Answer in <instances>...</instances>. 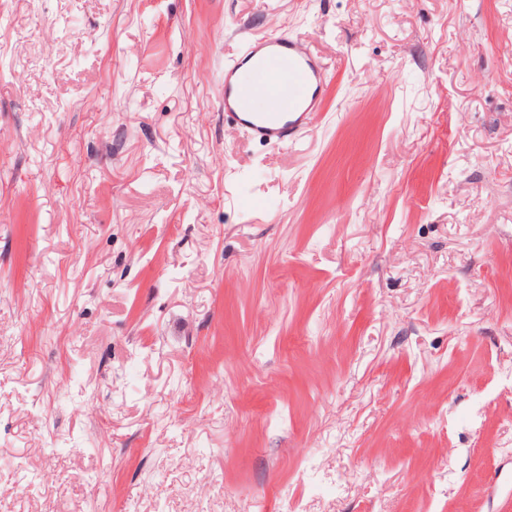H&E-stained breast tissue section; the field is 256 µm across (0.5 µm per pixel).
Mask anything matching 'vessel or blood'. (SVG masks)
<instances>
[{
    "instance_id": "b4317fda",
    "label": "vessel or blood",
    "mask_w": 512,
    "mask_h": 512,
    "mask_svg": "<svg viewBox=\"0 0 512 512\" xmlns=\"http://www.w3.org/2000/svg\"><path fill=\"white\" fill-rule=\"evenodd\" d=\"M327 66L298 42H250L224 69V114L264 146L279 148L313 126L329 81Z\"/></svg>"
}]
</instances>
